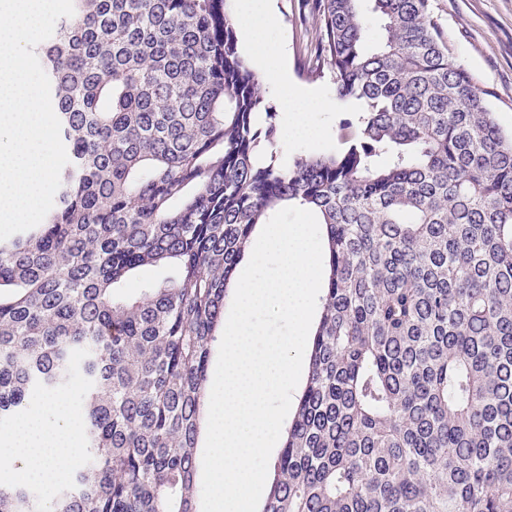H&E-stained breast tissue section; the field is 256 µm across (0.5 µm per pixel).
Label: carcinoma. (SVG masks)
Returning a JSON list of instances; mask_svg holds the SVG:
<instances>
[{
	"label": "carcinoma",
	"mask_w": 512,
	"mask_h": 512,
	"mask_svg": "<svg viewBox=\"0 0 512 512\" xmlns=\"http://www.w3.org/2000/svg\"><path fill=\"white\" fill-rule=\"evenodd\" d=\"M361 2L320 0L307 72L363 109L291 162L227 0H74L36 46L69 163L0 241V423L78 375L85 453L49 495L0 485V512H197L224 300L289 203L326 275L263 512H512V131L432 0H369L370 52Z\"/></svg>",
	"instance_id": "obj_1"
}]
</instances>
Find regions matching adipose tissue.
Listing matches in <instances>:
<instances>
[{
  "instance_id": "ef3b65f1",
  "label": "adipose tissue",
  "mask_w": 512,
  "mask_h": 512,
  "mask_svg": "<svg viewBox=\"0 0 512 512\" xmlns=\"http://www.w3.org/2000/svg\"><path fill=\"white\" fill-rule=\"evenodd\" d=\"M267 81L282 89L289 114L288 139L315 141V113L327 108L321 96L289 85L280 69L278 51L267 52L263 60ZM82 409L62 399L20 415L10 426L0 429V478L22 473L25 480L50 491L63 479L67 466L83 451Z\"/></svg>"
}]
</instances>
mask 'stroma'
Wrapping results in <instances>:
<instances>
[{"label": "stroma", "mask_w": 512, "mask_h": 512, "mask_svg": "<svg viewBox=\"0 0 512 512\" xmlns=\"http://www.w3.org/2000/svg\"><path fill=\"white\" fill-rule=\"evenodd\" d=\"M448 46L473 75L480 89L489 91L488 103L502 128L512 130V0H433ZM275 20L271 39L284 54L286 76L292 86L311 90L333 101V110L319 113L316 143L297 140L278 144L283 161L319 150L341 148V125L355 119L361 104L338 98L330 77L311 79L303 62L317 46L319 16L316 0H266Z\"/></svg>", "instance_id": "35a3bbf8"}]
</instances>
